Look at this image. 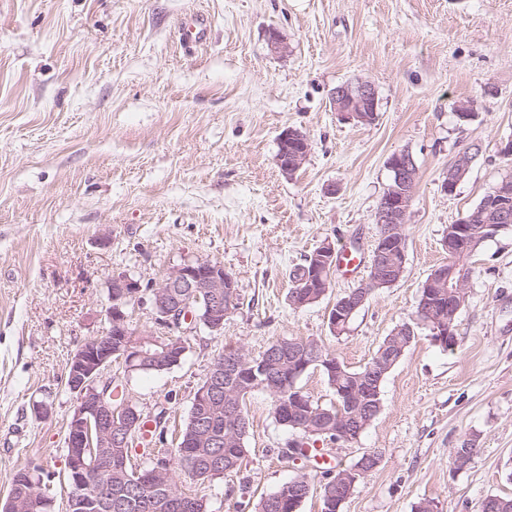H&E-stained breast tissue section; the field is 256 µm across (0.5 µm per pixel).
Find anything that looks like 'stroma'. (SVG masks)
Masks as SVG:
<instances>
[{
  "label": "stroma",
  "instance_id": "35a3bbf8",
  "mask_svg": "<svg viewBox=\"0 0 512 512\" xmlns=\"http://www.w3.org/2000/svg\"><path fill=\"white\" fill-rule=\"evenodd\" d=\"M197 14L209 38L189 50L178 26ZM360 79L378 94L368 123L332 103L337 86ZM288 128L311 142L291 177L277 161ZM511 140L512 0H0V498L18 468L38 465L51 474L53 512H64L67 362L106 328L112 273L147 284L207 260L235 279L223 332L182 324L178 365L112 368L140 411L166 409L179 429L225 349L255 358L309 337L363 367L414 317L423 283L448 260L449 225L512 176L501 154ZM469 149L468 175L445 191ZM401 151L418 168L402 276L336 335L329 311L368 268L333 272L326 295L302 308L293 275L326 240L371 257L387 162ZM471 267L455 345L418 326L370 425L350 442L316 438L337 469L381 458L341 512L423 502L479 512L486 497L512 496V227ZM246 409L244 466L179 479L208 512H253L298 475H322L314 459L282 455L299 434L276 421L269 393L250 394ZM459 448L471 451L461 466ZM473 158L474 156L469 151H465L448 167V178L444 182L445 191H453L462 179L466 177L464 175L469 170Z\"/></svg>",
  "mask_w": 512,
  "mask_h": 512
}]
</instances>
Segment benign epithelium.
I'll use <instances>...</instances> for the list:
<instances>
[{
    "label": "benign epithelium",
    "mask_w": 512,
    "mask_h": 512,
    "mask_svg": "<svg viewBox=\"0 0 512 512\" xmlns=\"http://www.w3.org/2000/svg\"><path fill=\"white\" fill-rule=\"evenodd\" d=\"M336 111L343 112L348 118L368 122L377 112L378 95L374 84L368 80L348 83L336 87L333 93ZM278 164L286 175L296 173L305 164L311 150L309 138L294 128L285 129L279 136ZM473 155L467 151L461 153L448 166V178L444 182L447 192L453 191L469 170ZM388 167L392 172V184L382 196L377 207L376 222L382 226L373 251L370 270L372 276L363 284L338 298L329 313V322L336 334L347 330L348 322L367 301L371 289L367 285H392L400 279L404 264L405 251L404 228L414 197V183L418 168L413 156L402 151L391 156ZM469 230L463 224L448 228V238L444 246L448 251V268L439 269L426 284L423 305L419 308L420 320L431 327V340L448 347L455 342V318L465 298L467 279L456 276V271L468 266L476 252V246L468 238ZM311 263L305 270V277L315 278L319 287L326 288L336 265V248L330 241H324L308 257ZM189 289V297L178 299L173 289ZM155 322L166 328L177 327L191 318L199 319L209 331L219 333L224 330V303L215 294L223 291L228 303H233L237 295L233 277L219 263L197 261L183 263L169 268L162 279L149 286ZM142 285L125 273H114L109 280L108 328L106 331L80 345L70 355L67 386L74 397L73 412L67 423L66 475L73 488V494L67 501L68 512H84L92 504L107 498L112 488V449L125 448L130 435L142 421V415L130 402L122 406L112 404V363L121 362L126 373L144 367L149 356L167 367L175 359H180L185 350L183 344L173 336L154 338L156 332L140 329L133 325L129 315V306L140 298ZM122 336L120 343L113 344L112 336ZM129 336H149L152 344L160 351L150 354L134 342L127 341ZM404 343L396 339L383 345L376 362L368 365L360 375L363 389L370 393L373 387L381 384L394 365L403 355ZM292 351L285 344L268 357L247 360L236 354L224 362V371L232 374L242 368L248 369L254 383L267 385L273 393H280L275 369L277 359ZM323 365L330 375L341 379L342 365L339 361L324 359L321 345L314 341L305 344L302 363L293 370L289 381L293 384L288 392V401L279 407L283 415H288V424L308 432L313 431L301 413L309 405L303 392L296 387V381L312 365ZM219 373L211 367L203 383L195 392L193 405L215 399L213 384ZM380 405L372 402L363 406L361 415L336 416V433L348 440L356 439L376 417ZM225 410L233 421L228 438L234 439L247 429L243 419L240 398L231 392L225 394ZM380 463L375 452L362 455L359 465L341 472L336 478V494L326 495L329 507L341 506L351 495L360 477L374 470ZM44 492L36 490L30 476L15 479L13 492L4 507V512H16L19 503L30 501Z\"/></svg>",
    "instance_id": "1"
}]
</instances>
